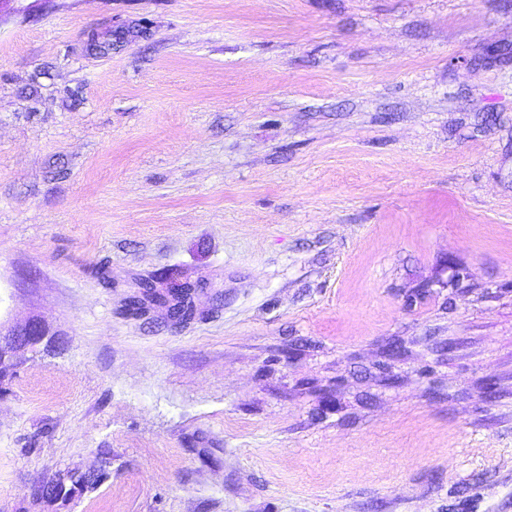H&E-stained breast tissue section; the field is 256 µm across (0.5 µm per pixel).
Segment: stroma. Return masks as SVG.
Wrapping results in <instances>:
<instances>
[{
	"label": "stroma",
	"mask_w": 512,
	"mask_h": 512,
	"mask_svg": "<svg viewBox=\"0 0 512 512\" xmlns=\"http://www.w3.org/2000/svg\"><path fill=\"white\" fill-rule=\"evenodd\" d=\"M33 317L0 512H512V0H6ZM102 476L103 473H89L87 475L84 474L78 476L77 478L71 479L70 485L65 484L63 481H59L56 483L39 486L35 494L42 498L66 500L76 492L82 491L85 487L98 482Z\"/></svg>",
	"instance_id": "stroma-1"
}]
</instances>
